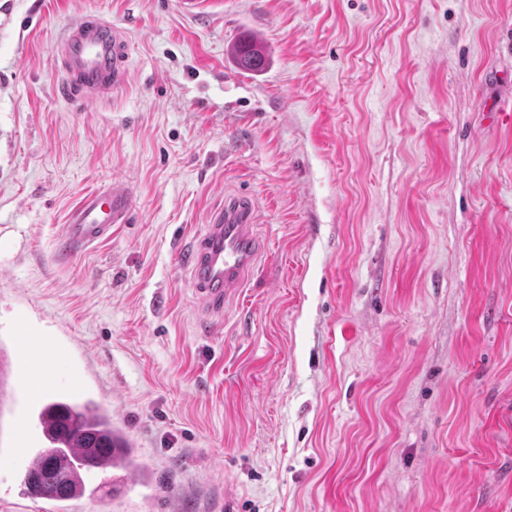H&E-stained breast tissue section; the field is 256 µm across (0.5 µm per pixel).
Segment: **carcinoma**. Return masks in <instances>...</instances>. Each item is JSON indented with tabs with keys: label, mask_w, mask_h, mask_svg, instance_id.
I'll list each match as a JSON object with an SVG mask.
<instances>
[{
	"label": "carcinoma",
	"mask_w": 512,
	"mask_h": 512,
	"mask_svg": "<svg viewBox=\"0 0 512 512\" xmlns=\"http://www.w3.org/2000/svg\"><path fill=\"white\" fill-rule=\"evenodd\" d=\"M235 64L246 71L258 72L266 64L264 53L251 43H238L232 52ZM57 419L59 434L51 439L62 444L57 448L52 443L37 449L33 460L38 463L37 473H24L23 484L28 495L52 501L77 499L88 492L86 475L93 469L125 467L130 464L131 444L126 436L112 426L110 418L100 411L98 405L87 401L73 406L68 401L54 400L46 403L39 413V426L45 427L49 420ZM93 446L96 451L82 452ZM72 452L70 464L75 478L68 485H57L53 481L64 449Z\"/></svg>",
	"instance_id": "obj_1"
}]
</instances>
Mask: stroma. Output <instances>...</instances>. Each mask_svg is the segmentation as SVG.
Masks as SVG:
<instances>
[{
  "label": "stroma",
  "mask_w": 512,
  "mask_h": 512,
  "mask_svg": "<svg viewBox=\"0 0 512 512\" xmlns=\"http://www.w3.org/2000/svg\"><path fill=\"white\" fill-rule=\"evenodd\" d=\"M87 13L128 39L98 102ZM510 100L512 0H0V344L47 338L150 473L63 512H512ZM114 183L129 222L64 253ZM240 193L265 252L209 320L177 257ZM12 445L0 512H54ZM60 57L67 81L87 101L108 95L129 75L123 33L98 15H85L66 29ZM232 55L235 64L246 71L259 72L266 64L264 53L252 43H237ZM132 207V193L124 185L86 193L66 220L64 249L76 254L93 248L112 234V224H125Z\"/></svg>",
  "instance_id": "obj_1"
}]
</instances>
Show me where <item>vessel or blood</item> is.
<instances>
[{
    "mask_svg": "<svg viewBox=\"0 0 512 512\" xmlns=\"http://www.w3.org/2000/svg\"><path fill=\"white\" fill-rule=\"evenodd\" d=\"M60 57L67 81L88 101L108 95L129 75L123 33L97 15L84 16L66 29ZM131 207L132 193L123 185L86 193L68 214L64 249L76 254L93 248L111 235L113 225L126 223ZM259 258L255 204L241 197L211 216L191 252L179 256L178 264L189 274L203 309L220 317L229 294L246 286V274ZM43 374L29 354L12 365L14 386L33 399L49 396Z\"/></svg>",
    "mask_w": 512,
    "mask_h": 512,
    "instance_id": "b4317fda",
    "label": "vessel or blood"
}]
</instances>
